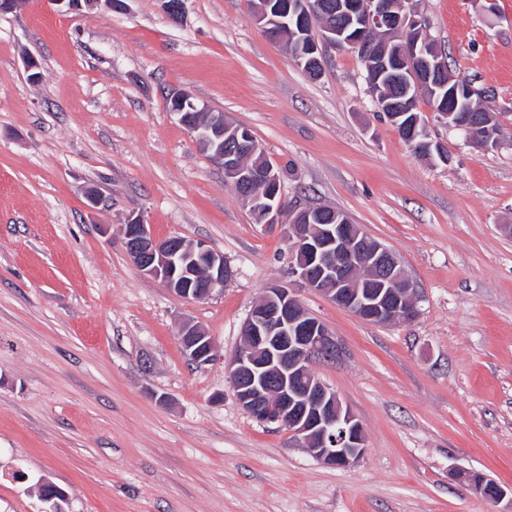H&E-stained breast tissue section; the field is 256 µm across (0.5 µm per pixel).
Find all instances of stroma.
<instances>
[{
  "label": "stroma",
  "mask_w": 512,
  "mask_h": 512,
  "mask_svg": "<svg viewBox=\"0 0 512 512\" xmlns=\"http://www.w3.org/2000/svg\"><path fill=\"white\" fill-rule=\"evenodd\" d=\"M251 7L183 0L175 22L161 0L105 14L30 0L0 15V512H44V482L66 512L501 510L455 474L512 485V0H420L451 74L491 90L502 138L477 148L420 103L448 151L436 165L379 111L356 53L328 50L312 78ZM175 92L291 165L284 217L331 207L389 248L418 317L367 322L295 283L285 226L255 223L171 112ZM132 214L223 253L230 283L192 301L143 275L123 246ZM274 283L342 347L313 371L364 426L351 467L236 400L224 364ZM186 321L213 362L188 359ZM185 353L198 365H205L214 359V344L198 325L184 322L179 329Z\"/></svg>",
  "instance_id": "obj_1"
}]
</instances>
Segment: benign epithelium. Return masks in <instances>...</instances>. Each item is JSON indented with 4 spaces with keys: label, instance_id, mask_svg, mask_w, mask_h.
Returning a JSON list of instances; mask_svg holds the SVG:
<instances>
[{
    "label": "benign epithelium",
    "instance_id": "1",
    "mask_svg": "<svg viewBox=\"0 0 512 512\" xmlns=\"http://www.w3.org/2000/svg\"><path fill=\"white\" fill-rule=\"evenodd\" d=\"M67 13L126 8V0H48ZM254 22L272 38L279 30L269 26L270 14L288 18L286 26L297 39L295 57L312 76L324 71V48L355 49L375 80L370 93L387 118L408 128L415 150L429 159L438 152L414 112L420 98L432 93L441 99L438 118L462 131L481 149L501 144L500 130L469 112L468 97L479 94L468 80L447 76V62L418 10L417 0H260ZM342 13L352 21L347 30L327 22ZM172 111L199 146L224 168V177L238 189L260 224L282 223L281 186L271 168L246 165L240 149L254 153L256 141L243 126L224 121V115L206 125L187 123L186 94L172 96ZM318 206L297 210L287 239L293 255L291 275L299 284L328 297L338 307L372 323L410 322L419 314L417 288L399 259L371 239L361 225L343 213L334 224H316ZM126 252L144 275L160 281L174 295L187 300L209 298L221 291L233 272L224 255L202 241L158 240L144 220L128 217L123 228ZM208 263L207 278L198 287L186 279L197 259ZM243 343L225 365L241 408L261 423L288 428L293 438L321 463L347 468L366 450L362 423L343 405L336 390L311 369L317 360L332 361L340 346L327 326L308 313L292 290L272 285L256 303L242 328ZM185 353L198 365L214 359V344L198 325L188 321L179 329ZM458 478L480 497L499 503L512 497L488 475L463 471Z\"/></svg>",
    "mask_w": 512,
    "mask_h": 512
}]
</instances>
